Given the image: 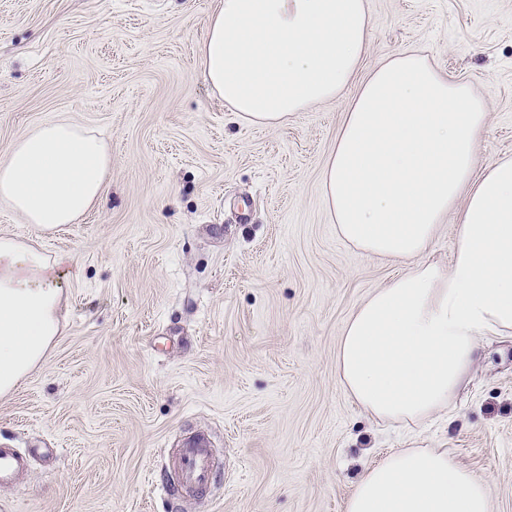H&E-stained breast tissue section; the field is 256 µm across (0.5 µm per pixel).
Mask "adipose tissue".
<instances>
[{"label": "adipose tissue", "mask_w": 512, "mask_h": 512, "mask_svg": "<svg viewBox=\"0 0 512 512\" xmlns=\"http://www.w3.org/2000/svg\"><path fill=\"white\" fill-rule=\"evenodd\" d=\"M367 0H220L199 55L238 117L274 127L338 99L349 104L321 178L337 235L408 267L347 321L339 380L385 423L421 424L465 385L480 339L512 333V158L481 159V98L421 52L385 58L356 81ZM0 201L43 232L75 224L107 188L111 155L95 131L57 118L5 150ZM456 212L449 266L426 260ZM63 257L0 235V395L39 364L61 327ZM485 479L448 451L397 448L367 468L346 512H490Z\"/></svg>", "instance_id": "adipose-tissue-1"}]
</instances>
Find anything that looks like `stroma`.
Here are the masks:
<instances>
[{
  "mask_svg": "<svg viewBox=\"0 0 512 512\" xmlns=\"http://www.w3.org/2000/svg\"><path fill=\"white\" fill-rule=\"evenodd\" d=\"M219 0H0V156L64 116L110 144L105 194L39 233L0 203V235L68 256L63 328L0 397V447L28 468L0 512H344L395 448H445L512 512V335L480 340L450 416L381 427L336 354L359 303L403 268L336 235L321 174L356 89L275 127L205 81ZM366 77L415 49L488 112L482 157L512 158V0H369ZM205 435L213 481L177 488L171 449Z\"/></svg>",
  "mask_w": 512,
  "mask_h": 512,
  "instance_id": "obj_1",
  "label": "stroma"
}]
</instances>
